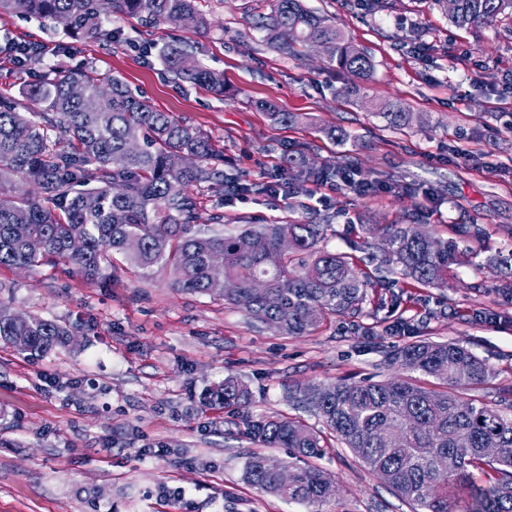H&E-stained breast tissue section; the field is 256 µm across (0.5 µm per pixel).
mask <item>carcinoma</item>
I'll list each match as a JSON object with an SVG mask.
<instances>
[{"mask_svg":"<svg viewBox=\"0 0 512 512\" xmlns=\"http://www.w3.org/2000/svg\"><path fill=\"white\" fill-rule=\"evenodd\" d=\"M507 10L512 0H454L447 15L468 28L490 24ZM111 12L152 26L176 25L184 17L198 28L207 25L197 0H111ZM0 13L62 21L68 33L90 41L108 36L99 0H0ZM256 25L282 54L327 42L338 70L363 80L374 71L371 58L341 28L302 0H273ZM191 48L164 50L168 70L178 80L224 89V75L194 61ZM29 97L36 107L24 112L0 97V265L33 271L65 263L93 279L122 254L144 280L166 274L174 290L222 300L289 336L310 333L328 315L360 310L366 281L345 257L319 246L322 224H264L229 236L195 229L199 201L192 187L244 192L250 185L224 175L223 156L209 136L156 109L121 79L84 66L35 85ZM268 115L280 125L303 121L302 114L271 105ZM381 115L393 129L409 123V113L392 104ZM53 132L67 137L68 151L57 149ZM132 138L140 141L135 154L127 153ZM17 179L37 191H18ZM420 224L414 213L406 224L372 230L384 241V261L429 286L447 266L448 243L422 235ZM30 236L42 241L41 250L29 249ZM215 256L223 258V279L235 287L224 289L213 275ZM71 336L52 320L29 315L17 321L0 304V343L21 354H47L70 344ZM389 361L443 389L411 376L342 380L311 395L292 386L289 397L320 418L414 512H512V404L503 409L463 396L485 383L486 363L454 342L427 338L395 349ZM250 400L243 383L227 377L208 390L205 406L244 409ZM252 430L263 443L291 448L302 459L324 452L321 437L296 418L280 416ZM487 448L496 455L488 456ZM265 461L255 454L246 465L248 481L264 493L315 508L334 495L332 476L316 466L289 465L293 480L284 486ZM484 466L498 478L477 484L474 470Z\"/></svg>","mask_w":512,"mask_h":512,"instance_id":"1","label":"carcinoma"}]
</instances>
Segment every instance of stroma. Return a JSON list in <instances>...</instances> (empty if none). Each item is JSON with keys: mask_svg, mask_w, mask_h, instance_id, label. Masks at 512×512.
I'll use <instances>...</instances> for the list:
<instances>
[{"mask_svg": "<svg viewBox=\"0 0 512 512\" xmlns=\"http://www.w3.org/2000/svg\"><path fill=\"white\" fill-rule=\"evenodd\" d=\"M304 4L371 57L362 100L337 95L346 77L315 48L295 56L269 48L255 21L272 0H198L208 21L198 29L111 15L104 25L114 37L100 42L51 21L0 15V96L24 102L31 87L84 65L118 77L216 141L225 175L256 184L233 195L199 188V226L229 234L311 221L325 227L322 247L369 276L358 312L288 336L165 278L140 281L120 256L100 282L63 265L0 267V303L76 339L40 357L0 344V512H306L246 479L251 454L291 460L251 425L285 415L323 429L287 385L401 375L387 352L423 336L485 361L492 376L469 398L497 404L512 387V271L496 262L512 250L503 234L512 227V15L467 29L450 23L438 0ZM177 40L223 74V93L174 80L160 50ZM13 43L42 48L41 62H9L3 51ZM388 101L411 112L408 127H386L379 106ZM268 103L307 113L308 125L275 124ZM334 128L348 141L332 138ZM298 152L307 165L367 181L373 193L320 196L312 183L288 200L262 192L279 179L283 157ZM414 212L448 243V270L429 287L378 272L380 245L366 232ZM454 224L480 225L483 235L462 238ZM229 376L248 386L249 406L205 407L204 389ZM325 441L315 464L336 481L327 512H411L350 449L330 434ZM158 446L165 455L152 456Z\"/></svg>", "mask_w": 512, "mask_h": 512, "instance_id": "35a3bbf8", "label": "stroma"}]
</instances>
